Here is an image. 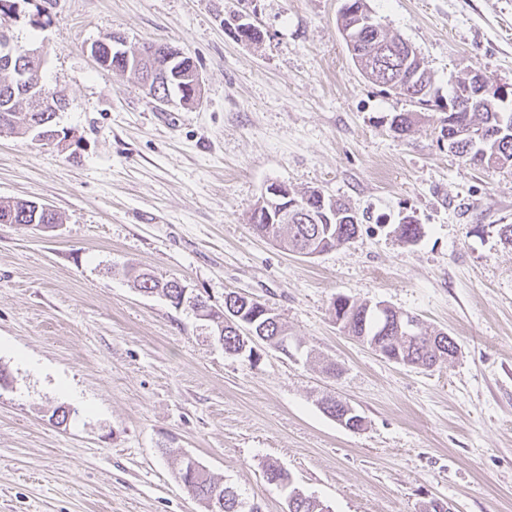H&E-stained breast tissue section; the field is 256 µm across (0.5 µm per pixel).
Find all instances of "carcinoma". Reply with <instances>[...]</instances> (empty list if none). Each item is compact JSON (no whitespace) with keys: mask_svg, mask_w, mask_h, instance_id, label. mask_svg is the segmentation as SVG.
<instances>
[{"mask_svg":"<svg viewBox=\"0 0 512 512\" xmlns=\"http://www.w3.org/2000/svg\"><path fill=\"white\" fill-rule=\"evenodd\" d=\"M348 6L340 21L341 29L349 30L353 35L352 47L349 48L351 58L361 70H369L365 77L379 85L388 86V78L401 65V61L393 54L381 55L385 45H404L402 38L391 36L384 31H377L361 23L358 13L368 12L365 0H346ZM98 62L107 68L120 72H130L143 80L152 77L158 82L159 95L179 100L185 105H192L199 100L191 87L192 77L199 75L194 59L177 47L169 45L147 44L138 49H127L125 45L112 42L108 34L91 45ZM42 58L24 59L13 56L12 61H3L0 54V129L8 128L18 134L26 135L33 131L34 125L44 121V117L56 116L64 108L62 98L49 100L52 92L41 81L38 70ZM406 72L410 78L397 83L395 93L417 104L424 99L417 96L419 86L434 83L433 76L424 65L418 51H413ZM26 106L23 120H18L21 106ZM416 121L415 113L400 112L391 118L390 128L402 135L409 132ZM468 128L486 129L492 136L477 144L464 135ZM440 136L448 140V145L455 149V154L464 158L469 164L488 171H512V112L503 111L502 103L489 101L478 104L469 112H451L443 120ZM281 191L288 198L307 200L315 214L323 208L332 209L335 217L331 222L303 224L294 221L288 224H269L267 216L254 206L249 216L253 230L264 237H273L285 249L305 254L327 252L336 246L348 243L358 234L361 219L341 200L324 195L319 197L316 190H308L299 194L288 185L281 184ZM59 216L52 211L48 214L36 210L31 201L24 199L0 200V224H58ZM127 275L133 279L134 285L148 294H161L170 298L179 296L176 288L177 280L161 281L148 272L130 269ZM224 305L236 306L251 314L263 306V302L245 296L236 291L224 295ZM336 319L342 320L345 332L359 340L366 339V344L373 350H381L390 361L402 360L410 366L431 368L438 362L448 360V333L422 331V337L416 341H406L396 333H386L383 319L375 312L374 307L366 303L352 302L339 296L332 304ZM286 331L282 321H274L268 316H260L255 322V334L267 345L278 344L279 336ZM223 341L225 353L231 355L241 345V339L231 326L224 327ZM269 483L285 486L289 483L290 474L276 463H270L265 470ZM184 489L202 503L214 502L211 512H261L259 504L247 500L234 486L221 484L207 477L201 481L192 480L183 484Z\"/></svg>","mask_w":512,"mask_h":512,"instance_id":"1","label":"carcinoma"}]
</instances>
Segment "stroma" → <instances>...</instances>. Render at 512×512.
I'll return each mask as SVG.
<instances>
[{"label":"stroma","mask_w":512,"mask_h":512,"mask_svg":"<svg viewBox=\"0 0 512 512\" xmlns=\"http://www.w3.org/2000/svg\"><path fill=\"white\" fill-rule=\"evenodd\" d=\"M343 5L16 0L10 35L43 49L68 138L0 131V199L62 218L0 224V512H205L176 476L186 456L263 512L287 508L270 463L331 512H512V173L470 166L440 142L439 111L366 79ZM366 5L440 93L472 68L512 85V0ZM242 20L260 43L238 38ZM113 31L192 56L198 103L158 106L101 68L90 46ZM414 111L395 134L392 115ZM272 182L344 200L358 235L313 258L260 236L248 217ZM131 265L217 305L229 291L268 303L300 351L226 354L192 310L135 288ZM338 296L416 315L458 353L391 362L337 326ZM330 394L360 429L324 412Z\"/></svg>","instance_id":"stroma-1"}]
</instances>
